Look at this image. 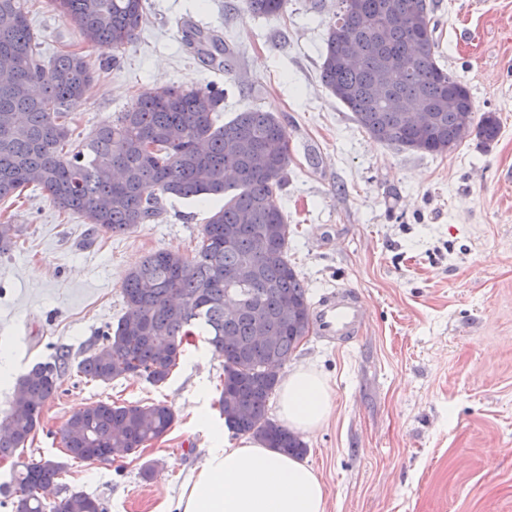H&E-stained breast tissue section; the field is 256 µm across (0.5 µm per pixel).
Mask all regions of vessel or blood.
I'll list each match as a JSON object with an SVG mask.
<instances>
[{
	"mask_svg": "<svg viewBox=\"0 0 512 512\" xmlns=\"http://www.w3.org/2000/svg\"><path fill=\"white\" fill-rule=\"evenodd\" d=\"M365 317L366 312L358 296L346 289L325 296L312 310L317 334L328 341L353 338Z\"/></svg>",
	"mask_w": 512,
	"mask_h": 512,
	"instance_id": "1",
	"label": "vessel or blood"
}]
</instances>
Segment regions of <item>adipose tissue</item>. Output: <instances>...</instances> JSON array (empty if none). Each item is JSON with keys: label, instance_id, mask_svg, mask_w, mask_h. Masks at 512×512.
Returning a JSON list of instances; mask_svg holds the SVG:
<instances>
[{"label": "adipose tissue", "instance_id": "1", "mask_svg": "<svg viewBox=\"0 0 512 512\" xmlns=\"http://www.w3.org/2000/svg\"><path fill=\"white\" fill-rule=\"evenodd\" d=\"M331 408L330 390L314 369L300 365L289 370L279 393V415L288 427L312 434ZM212 442L177 512H326L324 486L305 462L249 436L226 444L216 430Z\"/></svg>", "mask_w": 512, "mask_h": 512}]
</instances>
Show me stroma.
Here are the masks:
<instances>
[{
    "instance_id": "35a3bbf8",
    "label": "stroma",
    "mask_w": 512,
    "mask_h": 512,
    "mask_svg": "<svg viewBox=\"0 0 512 512\" xmlns=\"http://www.w3.org/2000/svg\"><path fill=\"white\" fill-rule=\"evenodd\" d=\"M39 50L86 55L95 81L74 109V138L112 121L161 87L225 90L224 119L260 105L278 113L291 161L280 205L288 260L310 301L346 287L367 320L350 342L309 334L288 365L318 372L332 395L304 460L326 492V512H512V0H436L437 56L470 89L478 111L498 112L496 142L443 155L377 142L319 79L337 0H288L255 17L242 0H144L138 40L121 58L87 47L47 0H25ZM187 23L233 47L231 70L208 65L177 29ZM20 232L0 253V420L18 378L61 346L86 356L126 311L122 282L148 254L193 259L217 199L166 198L155 223L92 233L38 189L5 202ZM224 363L194 337L168 380L129 375L108 384L70 370L46 402L23 460L65 462L57 497L82 492L103 512H175L204 464ZM161 402L166 435L108 461L66 457L60 430L97 402ZM151 476H144L145 466Z\"/></svg>"
}]
</instances>
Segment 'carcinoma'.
<instances>
[{"label": "carcinoma", "instance_id": "1", "mask_svg": "<svg viewBox=\"0 0 512 512\" xmlns=\"http://www.w3.org/2000/svg\"><path fill=\"white\" fill-rule=\"evenodd\" d=\"M91 47L117 58L139 35L142 0H49ZM329 22L319 78L356 123L378 142L402 151L445 155L475 136L485 144L500 131L495 112L481 114L469 88L438 63L432 0H338ZM254 17L279 16L288 0H243ZM197 54L233 56L216 35L182 25ZM15 68L0 83V201L32 186L64 213L115 236L158 220L164 196L224 197L203 225L197 255H147L126 274L127 311L77 363L84 376L110 383L143 374L162 384L192 336H201L223 359L218 400L224 425L292 457L307 448L299 436L268 416L279 377L267 372L288 362L312 323L308 289L288 261L290 228L278 197L287 183L288 137L279 116L254 106L220 121L224 92L212 86L168 87L137 98L124 112L73 140L72 108L83 102L94 75L80 52L62 50L46 62L29 26L24 0H0V61ZM412 103L431 115L421 126L405 118ZM271 141L283 144L279 152ZM19 227L0 223V251ZM263 239L266 248L255 249ZM239 302L225 315L224 296ZM71 365L69 349L32 367L17 382L9 414L0 422V459L27 447L45 403ZM170 407L97 402L74 412L60 430L66 455L106 460L123 457L164 436ZM65 468L53 459L14 465L9 487L13 512H46L41 490ZM52 512H102L93 497L76 492Z\"/></svg>", "mask_w": 512, "mask_h": 512}]
</instances>
